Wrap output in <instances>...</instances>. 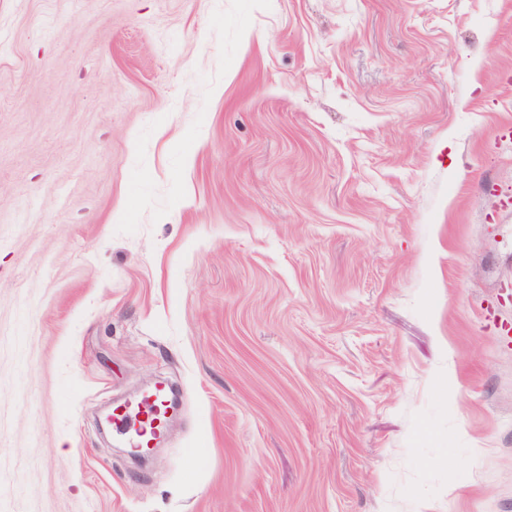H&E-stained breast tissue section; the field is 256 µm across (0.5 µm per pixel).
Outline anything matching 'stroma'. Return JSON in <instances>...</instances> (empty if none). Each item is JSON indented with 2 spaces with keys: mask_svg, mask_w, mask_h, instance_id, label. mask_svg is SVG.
Segmentation results:
<instances>
[{
  "mask_svg": "<svg viewBox=\"0 0 512 512\" xmlns=\"http://www.w3.org/2000/svg\"><path fill=\"white\" fill-rule=\"evenodd\" d=\"M508 325L512 0H0V512H512ZM152 398L145 399V408L142 399L136 400L138 410L131 411L137 421L134 432L122 429L121 442L124 448H150L153 437L158 434L167 413H172L173 406L167 398L165 389L151 394ZM163 412V413H162ZM162 415L160 419V415Z\"/></svg>",
  "mask_w": 512,
  "mask_h": 512,
  "instance_id": "stroma-1",
  "label": "stroma"
}]
</instances>
